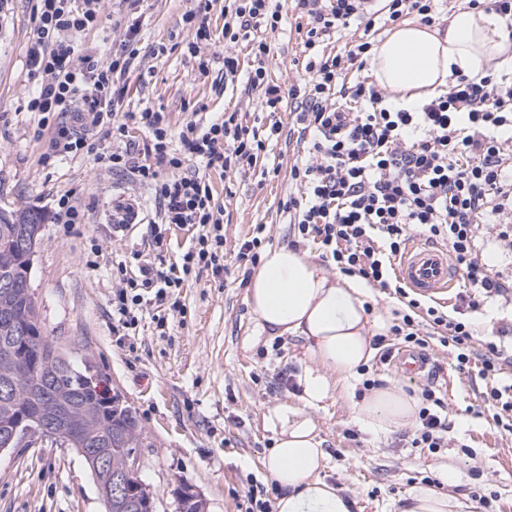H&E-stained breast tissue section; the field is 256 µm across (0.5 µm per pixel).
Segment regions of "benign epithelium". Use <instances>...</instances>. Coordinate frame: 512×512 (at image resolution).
Wrapping results in <instances>:
<instances>
[{"label":"benign epithelium","instance_id":"1","mask_svg":"<svg viewBox=\"0 0 512 512\" xmlns=\"http://www.w3.org/2000/svg\"><path fill=\"white\" fill-rule=\"evenodd\" d=\"M40 240L37 234L25 235L19 243L22 249L23 267L31 271L34 257L39 249ZM4 333L25 343L36 339L38 333L26 324L19 323L3 314ZM31 360L40 365L45 362L53 364L52 376L55 377L57 403L65 402L68 394L76 391L92 395L97 407L115 417L128 416V409L123 401L112 394L103 375L94 367L87 366L84 371L75 373L68 365L66 358L58 351L47 353L40 347L32 349ZM20 383L14 379L3 387V394L10 399L13 411L5 419L0 429V452L23 446L28 440L36 437L38 431L54 432L57 437L65 439L68 444L77 447L85 459L97 485L99 495L105 505V512H113L112 504L119 505L126 512H143V505L152 504V494L140 480L139 461L136 449H122L123 466L112 469L106 451L93 447V441L77 418L60 415L55 407L41 411L39 429L31 425L28 406L17 396ZM178 501L179 512H208L206 500L190 485L179 483L174 489Z\"/></svg>","mask_w":512,"mask_h":512}]
</instances>
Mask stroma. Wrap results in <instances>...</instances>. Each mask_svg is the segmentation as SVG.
<instances>
[{"label": "stroma", "instance_id": "stroma-1", "mask_svg": "<svg viewBox=\"0 0 512 512\" xmlns=\"http://www.w3.org/2000/svg\"><path fill=\"white\" fill-rule=\"evenodd\" d=\"M193 6V0H145L138 56L120 77L129 89L122 108L167 113L175 127L195 111L206 120L236 111L250 127L280 121L282 137L269 142L255 168L230 178L213 172L209 179L224 200L226 251L259 224L265 227L264 249L291 245L293 228L279 204L297 194L288 172L295 161L307 159L308 146L293 129L289 107L264 114L258 93L240 82L225 84V55L247 50L225 42L217 8L211 13L214 37L201 50L211 60L210 71L200 74L199 58L185 48L182 23ZM102 11V25L86 31L77 45L108 55L123 37L128 5L104 0ZM305 23L289 11L272 38L268 73L285 90L307 77ZM33 33L32 0H0V210L30 207L47 216L31 273L42 332L66 359L101 371L113 394L135 412L140 476L156 512H178L174 489L180 482L206 499L208 512H244L250 490L271 485L263 462L275 434L266 416L278 403L298 404L303 342L256 337L245 286L231 275L214 279L207 270L181 289L180 310L162 313L150 305L134 335L113 329V263L126 262L133 272L144 261L174 262L192 246L193 234L174 227L156 246L151 224L158 213L149 192L125 173L97 168L92 157L41 164L49 139L37 136L38 119L25 109L36 85L25 66ZM63 194L87 209V223L57 222L55 201ZM130 200L139 205V221L117 229L114 208ZM499 230L496 224L477 229L479 256L504 287L493 306L470 316L481 343L502 330L512 337V251L497 243ZM161 313L167 318L163 330L154 320ZM275 342L276 355L270 351ZM262 348L267 358H259ZM429 354L433 366L419 378L402 376L376 357L371 363L383 382L406 391L431 383L444 393L452 423L447 447L434 453L411 447L408 428L387 435L363 430L352 413L353 400L362 396L357 381L338 392L335 403L310 412L328 453L325 480L351 500L352 512H399L409 491L432 478L439 479L441 493L463 503V512H477L476 496L492 491L495 512H512V433L496 428L488 415L471 413L485 389L477 370L457 372L451 352L441 346H431ZM448 464L454 476H447ZM0 512H105V505L76 450L46 439L0 453Z\"/></svg>", "mask_w": 512, "mask_h": 512}]
</instances>
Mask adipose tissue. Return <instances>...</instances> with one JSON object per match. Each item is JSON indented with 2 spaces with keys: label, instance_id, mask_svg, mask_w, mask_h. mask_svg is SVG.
Masks as SVG:
<instances>
[{
  "label": "adipose tissue",
  "instance_id": "obj_1",
  "mask_svg": "<svg viewBox=\"0 0 512 512\" xmlns=\"http://www.w3.org/2000/svg\"><path fill=\"white\" fill-rule=\"evenodd\" d=\"M499 15L465 9L446 29L406 22L374 49L373 75L411 110L441 93L452 76L479 79L512 67V38ZM356 279L330 274L308 253L281 246L261 258L246 292L257 335L294 336L305 345L298 375L300 406L280 403L267 422L276 434L265 460L280 495L275 512H351L352 503L323 477L328 458L310 408L335 400L373 356L372 340L387 335L388 313L367 310ZM419 405L396 384L376 388L353 405L365 431L387 434L415 424Z\"/></svg>",
  "mask_w": 512,
  "mask_h": 512
}]
</instances>
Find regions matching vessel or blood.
<instances>
[{
    "mask_svg": "<svg viewBox=\"0 0 512 512\" xmlns=\"http://www.w3.org/2000/svg\"><path fill=\"white\" fill-rule=\"evenodd\" d=\"M397 275L408 288L434 299L447 296L461 280L450 264L447 251L427 244L415 245L407 251Z\"/></svg>",
    "mask_w": 512,
    "mask_h": 512,
    "instance_id": "vessel-or-blood-1",
    "label": "vessel or blood"
}]
</instances>
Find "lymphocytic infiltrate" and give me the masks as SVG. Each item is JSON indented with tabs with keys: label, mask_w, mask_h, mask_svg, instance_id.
Listing matches in <instances>:
<instances>
[{
	"label": "lymphocytic infiltrate",
	"mask_w": 512,
	"mask_h": 512,
	"mask_svg": "<svg viewBox=\"0 0 512 512\" xmlns=\"http://www.w3.org/2000/svg\"><path fill=\"white\" fill-rule=\"evenodd\" d=\"M34 0L35 33L26 51V66L37 78L27 111L37 113L40 128L52 137L41 156L43 165L92 156L98 167L123 171L152 194L160 222L153 238L163 245L170 226H188L194 246L179 261L141 266L138 275L117 264L118 285L112 296V319L122 330H136L144 306L177 309L173 296L195 272L214 278L229 275L224 262V207L214 195L209 173H237L256 165L266 143L281 135L280 122L265 131L244 126L238 112L200 124L188 120L173 129L163 112L117 113L114 103L126 89L114 77L135 57L142 18L127 24L121 51L102 57L77 51L75 39L101 20L102 0ZM307 17L304 45L314 57L308 79L289 91L270 80L269 34L283 21L281 0H224L225 41L242 43L252 65L243 69L239 56L224 57V79L246 77L249 90L261 93L265 111H278L284 98L297 102L294 124L309 139L310 160L291 166L289 176L301 195H288L280 207L295 233L313 239L340 272L354 274L382 288L397 277L393 263L405 250L412 227L447 244L466 286L460 300L478 311L502 293L477 256L478 224H497L501 240L512 239V165L504 161L512 141V83L486 75L457 76L447 91L409 111L394 107L385 89L360 81L344 91V105L331 100L343 71L364 70L372 44L351 45L344 55L317 54L316 49L338 26L364 18L363 0H294ZM111 137L112 148L95 151L91 130ZM144 140H135V133ZM203 162L205 174H189L187 158ZM391 331L403 347L425 349L432 342L452 347L455 366L477 369L490 385L480 403L492 410L495 426L512 430V378L502 375L501 345L474 347L470 319L450 318L437 308L418 316L417 300ZM419 425L411 438L415 448L436 449L448 443L451 424L439 389L427 386L418 395Z\"/></svg>",
	"instance_id": "1"
}]
</instances>
